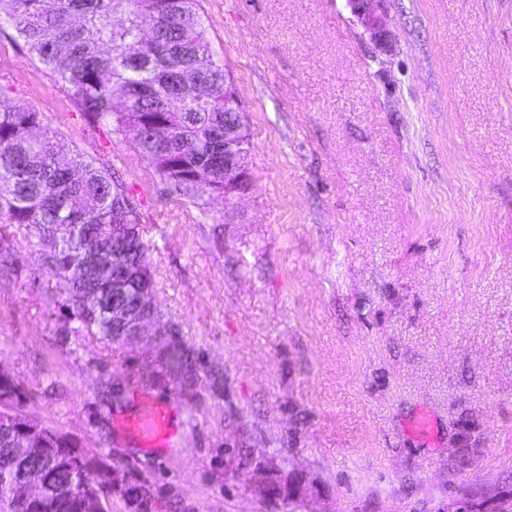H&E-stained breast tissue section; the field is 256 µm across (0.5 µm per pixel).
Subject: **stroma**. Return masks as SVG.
I'll use <instances>...</instances> for the list:
<instances>
[{
    "mask_svg": "<svg viewBox=\"0 0 512 512\" xmlns=\"http://www.w3.org/2000/svg\"><path fill=\"white\" fill-rule=\"evenodd\" d=\"M247 113L233 207L169 195L8 34L0 104L105 166L140 215L153 334L89 336L28 227L0 239V368L33 418L156 512H448L512 494V0H199ZM169 413L167 447L125 423ZM434 432L410 425L421 411ZM298 494L270 502L262 473ZM353 12L360 19L372 39L380 44H386L389 30L386 27L383 1L384 0H348Z\"/></svg>",
    "mask_w": 512,
    "mask_h": 512,
    "instance_id": "obj_1",
    "label": "stroma"
}]
</instances>
